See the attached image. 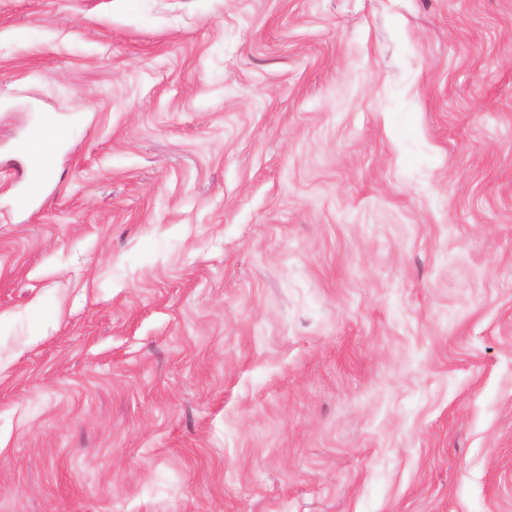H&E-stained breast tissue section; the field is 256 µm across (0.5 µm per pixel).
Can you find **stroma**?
Wrapping results in <instances>:
<instances>
[{
  "instance_id": "stroma-1",
  "label": "stroma",
  "mask_w": 512,
  "mask_h": 512,
  "mask_svg": "<svg viewBox=\"0 0 512 512\" xmlns=\"http://www.w3.org/2000/svg\"><path fill=\"white\" fill-rule=\"evenodd\" d=\"M0 442V512H512V0H0ZM64 136H66L64 130H60L50 123L42 122L31 127L27 135L15 144L17 152L33 157L26 178V191L18 197L20 202L29 203L33 197L32 189L38 187L47 178L49 166L54 157V149Z\"/></svg>"
}]
</instances>
